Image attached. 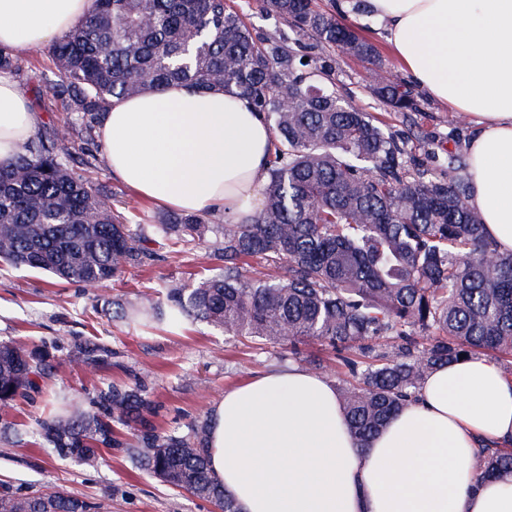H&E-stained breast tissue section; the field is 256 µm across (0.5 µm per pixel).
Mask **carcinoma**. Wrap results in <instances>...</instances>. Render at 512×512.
I'll return each instance as SVG.
<instances>
[{
  "instance_id": "obj_1",
  "label": "carcinoma",
  "mask_w": 512,
  "mask_h": 512,
  "mask_svg": "<svg viewBox=\"0 0 512 512\" xmlns=\"http://www.w3.org/2000/svg\"><path fill=\"white\" fill-rule=\"evenodd\" d=\"M81 25L52 47L53 97L78 122L29 138L0 166V264L59 281L104 284L153 260L145 230H131L111 198L68 162L67 143L101 122L112 102L186 83L233 89L273 136L263 208L245 224L210 223V212L161 213L150 225L173 252L206 244L224 261L192 284L170 283L133 312L113 318L174 330L202 321L229 339L288 347V358L334 375L298 345L316 341L348 369L336 379L351 437L378 434L438 366L479 352L512 357V251L488 237L470 205L468 163L448 152L438 176L336 90V54L376 64L374 47L317 0H258L290 34L259 33L227 0H96ZM16 49L0 46V74L16 71ZM373 93L393 111L419 110L413 90L382 80ZM263 270L253 273L250 261ZM81 362L108 365L107 350L78 345ZM49 353L0 342V412L39 388ZM142 382L109 383L36 422L35 434L62 459L88 468L117 448L161 482L238 512L212 473L211 420L160 432ZM133 431L135 442L116 435ZM478 476L512 469V451L482 442ZM106 500L63 493L0 496V512H110Z\"/></svg>"
}]
</instances>
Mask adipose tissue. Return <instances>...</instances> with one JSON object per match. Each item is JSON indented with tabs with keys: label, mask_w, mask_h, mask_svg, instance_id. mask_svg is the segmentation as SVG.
Instances as JSON below:
<instances>
[{
	"label": "adipose tissue",
	"mask_w": 512,
	"mask_h": 512,
	"mask_svg": "<svg viewBox=\"0 0 512 512\" xmlns=\"http://www.w3.org/2000/svg\"><path fill=\"white\" fill-rule=\"evenodd\" d=\"M94 0H0V44L37 48L84 20ZM375 20L414 81L473 119L471 206L512 250V0H346ZM36 117L0 74V165L22 153ZM112 174L184 213L250 220L271 134L234 90L173 84L123 99L100 126ZM512 443V379L490 357L437 368L366 445L347 429L335 385L291 367L215 402L209 460L238 512H512V471L479 479V439Z\"/></svg>",
	"instance_id": "adipose-tissue-1"
}]
</instances>
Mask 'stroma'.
I'll use <instances>...</instances> for the list:
<instances>
[{
    "instance_id": "obj_1",
    "label": "stroma",
    "mask_w": 512,
    "mask_h": 512,
    "mask_svg": "<svg viewBox=\"0 0 512 512\" xmlns=\"http://www.w3.org/2000/svg\"><path fill=\"white\" fill-rule=\"evenodd\" d=\"M349 24L374 45L379 62L373 65L352 54L337 55L333 79L339 93L352 95L376 121L409 134L412 150H429L442 157L454 149L457 138H468V131L456 129V113L426 93H419L420 110L408 120L374 97L371 87L376 78L390 75L407 83L411 77L375 24L355 18ZM13 80L27 98L40 100L34 108L36 131L63 125L66 114L49 89L56 80L49 47L22 49L20 71ZM68 147L70 166L93 189L109 195L118 208L128 209L129 224L153 222L159 205L139 198L111 175L99 134L73 139ZM220 266L207 248L178 256L161 246L148 266L128 270L123 280L95 288L61 282L32 269L0 270V340L42 345L61 336H79L112 352L111 367L93 371L70 363L69 349L56 351L40 391L20 400L8 418L15 435L9 441L0 439V494L37 495L60 489L84 500H109L112 512H215L209 502L164 486L120 451L105 453L95 469L60 459L49 446L40 444L33 429L36 420L45 416L52 394L76 392L85 398L103 382L129 383L138 375L144 377L147 395L155 405L154 423L164 431L183 432L211 416L225 390L255 375L288 367L277 345L261 351L242 340L228 341L199 321L185 322L172 332L148 331L132 322L112 320L106 311L115 301L135 307L143 292L172 281L194 282Z\"/></svg>"
}]
</instances>
